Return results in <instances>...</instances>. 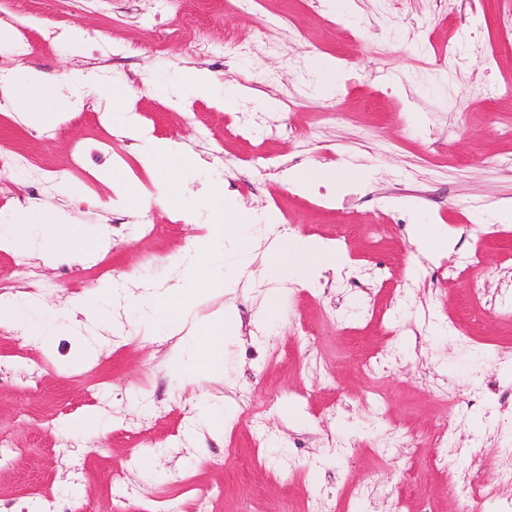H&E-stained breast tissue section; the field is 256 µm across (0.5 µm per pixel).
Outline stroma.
I'll return each mask as SVG.
<instances>
[{"mask_svg":"<svg viewBox=\"0 0 512 512\" xmlns=\"http://www.w3.org/2000/svg\"><path fill=\"white\" fill-rule=\"evenodd\" d=\"M14 29L0 79L45 71L70 103L67 120L21 123L0 102V141L23 154L25 176L0 180V213L33 201L59 207L108 242L80 264L0 248V297L50 307L107 298V327L63 323L52 345L0 326V512H466L455 486L480 474L512 512V222L481 211L512 204V7L502 0H0ZM79 28L83 40L67 38ZM242 38L240 51L227 48ZM336 62L323 89L311 55ZM246 96L231 111L178 80L188 67ZM127 88L141 130L210 163L250 211L258 243L287 232L319 240L344 266L269 280L265 254L247 270L216 264L201 316L232 307L224 370L196 379L191 344L159 331L150 299L181 283L195 216L155 201L154 175L113 131V84ZM279 102L277 111L264 103ZM312 147L299 151V136ZM271 158L252 161L255 150ZM301 165L355 166L365 180L326 195L288 181ZM112 169L147 200L115 204ZM153 228H142L143 218ZM441 225L446 253L426 255L411 227ZM276 301L275 316L264 307ZM385 364L365 371L374 356ZM251 392L252 406L239 401ZM378 393L382 408L358 405ZM223 409L212 432L199 395ZM96 425L74 429L81 415ZM455 423L447 449L438 423ZM203 434L196 445L195 434ZM126 489H110L114 472ZM369 488L352 498L356 488Z\"/></svg>","mask_w":512,"mask_h":512,"instance_id":"1","label":"stroma"}]
</instances>
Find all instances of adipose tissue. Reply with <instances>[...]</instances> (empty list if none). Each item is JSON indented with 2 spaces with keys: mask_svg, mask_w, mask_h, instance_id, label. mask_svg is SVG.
<instances>
[{
  "mask_svg": "<svg viewBox=\"0 0 512 512\" xmlns=\"http://www.w3.org/2000/svg\"><path fill=\"white\" fill-rule=\"evenodd\" d=\"M0 95L15 105L20 119L27 124L44 122L47 118L62 120L65 102L55 82L45 73L29 69L25 77L0 85ZM362 170L350 166L334 169L303 167L292 170L288 179L300 192L317 184L329 182L336 188L363 180ZM15 245L24 251H45L60 263H71L93 246V240L75 225L65 223L62 216L46 207L26 208L19 218L0 225V244ZM270 258L265 274L280 278L291 273L307 275L319 267L339 264L335 251L324 244L308 242L296 236L271 241ZM82 315L87 321H101L105 313L97 306L83 302L61 312L41 305L33 298H20L0 303V325L30 327L44 342H51L57 334L60 318Z\"/></svg>",
  "mask_w": 512,
  "mask_h": 512,
  "instance_id": "1",
  "label": "adipose tissue"
}]
</instances>
